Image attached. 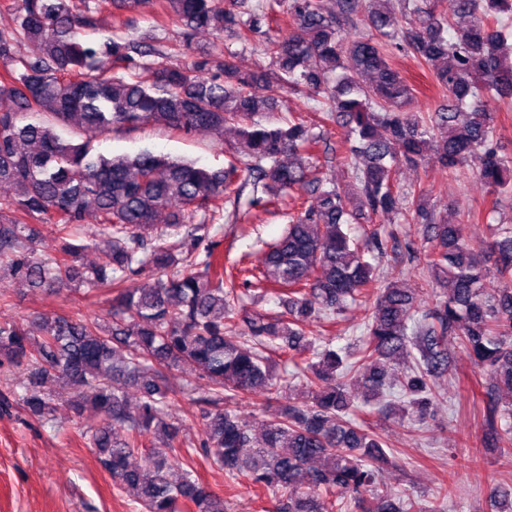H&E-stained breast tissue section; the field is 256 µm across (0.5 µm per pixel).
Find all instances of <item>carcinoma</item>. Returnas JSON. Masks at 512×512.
<instances>
[{
  "label": "carcinoma",
  "instance_id": "obj_1",
  "mask_svg": "<svg viewBox=\"0 0 512 512\" xmlns=\"http://www.w3.org/2000/svg\"><path fill=\"white\" fill-rule=\"evenodd\" d=\"M106 8L124 15L121 26L103 40L86 38ZM280 12L290 19L285 33L273 26ZM155 15L179 29L167 51L130 34L137 18ZM359 16L366 33L357 30ZM453 16L425 0H403L402 25L393 0H17L14 26L0 30V185L14 187L0 196V275L48 291L75 282L110 288L112 299L104 323L37 315L38 337L20 323H0V367L32 368L38 382L22 405L47 424L55 404L43 381L70 385L77 416L93 398L102 424L86 432L87 446L118 488L133 491L134 512H177L179 503L186 512H224V498L200 480L198 458L276 496L277 512L341 510L347 497L363 512H422L404 492L366 506L378 465L391 457L378 433L345 416L361 409L355 381L373 398L396 384L401 416L424 420L442 398L436 380L448 373L450 338L495 380L484 391L488 430L512 436V402L499 397L512 395V225H496L488 244L499 282L492 288L489 269L456 225L436 216L425 190L394 182L396 170L421 166L431 150L453 178L474 166L494 195L485 223L495 221L498 196L512 192V153L496 138L497 108L512 101V0H453ZM205 30L261 39L269 69L243 70L233 54L187 56ZM386 40L434 66L444 97L434 111L412 110L414 88L390 66ZM20 42L30 46L23 57ZM104 58L112 69L99 67ZM272 84L314 101L318 120L279 117L262 94ZM331 123L348 127L350 191L320 172L319 157L335 151ZM144 125L209 130L231 138L244 158L212 170L147 152L106 155L94 145L115 128ZM249 185L262 193L252 202L267 208L294 194L302 202L257 262L243 255L226 268L216 250L199 249L200 232L220 223L224 202L240 201ZM379 214L423 225L428 285L441 289L431 310L378 274L399 247L394 234L351 236L350 225ZM89 218L107 246L85 267ZM31 220L52 226L62 242L57 253L37 252ZM147 267L161 276L127 285ZM242 286L274 290L284 313L232 306ZM372 293L356 351L310 339V322L332 325ZM270 351L309 354L301 368L308 401L283 407L257 438L224 406V392L274 399L281 381ZM404 355L414 362L398 374L394 363ZM182 363L210 381L198 448L163 422L178 394L164 372ZM130 388L140 393L134 411ZM148 434L163 447L137 464ZM319 458L326 464L311 465Z\"/></svg>",
  "mask_w": 512,
  "mask_h": 512
}]
</instances>
